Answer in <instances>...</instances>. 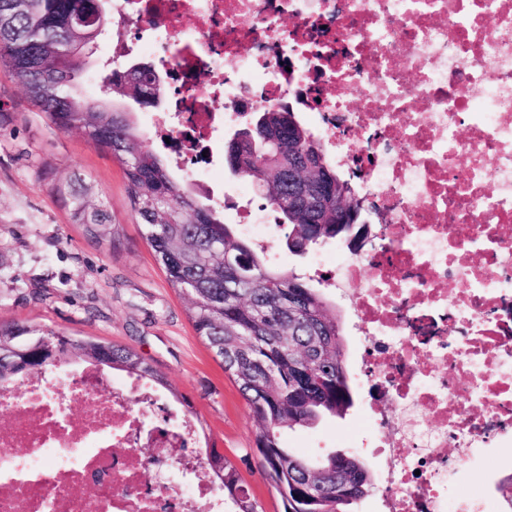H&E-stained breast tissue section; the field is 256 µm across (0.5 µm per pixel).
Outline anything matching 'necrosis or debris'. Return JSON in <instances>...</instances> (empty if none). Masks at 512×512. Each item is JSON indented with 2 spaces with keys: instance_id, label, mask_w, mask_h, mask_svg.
Wrapping results in <instances>:
<instances>
[{
  "instance_id": "1",
  "label": "necrosis or debris",
  "mask_w": 512,
  "mask_h": 512,
  "mask_svg": "<svg viewBox=\"0 0 512 512\" xmlns=\"http://www.w3.org/2000/svg\"><path fill=\"white\" fill-rule=\"evenodd\" d=\"M165 41L162 125L209 152L296 95L359 169L371 235L333 286L376 366L382 512H473L448 475L512 447V0H112ZM0 512H223L203 441L147 383L95 369L0 387ZM165 456L144 459V445Z\"/></svg>"
}]
</instances>
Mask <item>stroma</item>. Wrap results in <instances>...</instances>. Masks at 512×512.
<instances>
[{
  "mask_svg": "<svg viewBox=\"0 0 512 512\" xmlns=\"http://www.w3.org/2000/svg\"><path fill=\"white\" fill-rule=\"evenodd\" d=\"M0 101L12 120L0 128V323L45 326L78 339L109 341L135 350L160 370L194 415L207 425L259 512H280L253 451L249 406L220 360L196 334L189 299L156 264L131 210L123 169L111 154L75 131L51 126L23 86L0 63ZM85 176L119 224L120 248L88 240L53 196L54 181ZM359 408L310 428L288 431V447L308 456L343 451L372 436L357 425ZM512 473V447L463 463L448 491L482 500L501 512L495 482Z\"/></svg>",
  "mask_w": 512,
  "mask_h": 512,
  "instance_id": "stroma-1",
  "label": "stroma"
}]
</instances>
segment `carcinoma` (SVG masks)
Listing matches in <instances>:
<instances>
[{"mask_svg":"<svg viewBox=\"0 0 512 512\" xmlns=\"http://www.w3.org/2000/svg\"><path fill=\"white\" fill-rule=\"evenodd\" d=\"M108 19L91 0H0V62L60 131L76 130L112 154L122 166L132 210L170 284L190 300L199 337L237 384L254 420L255 448L282 512H352L374 483L356 457L333 453L322 461L298 456L284 432L342 417L354 405L343 330L336 308L320 289L268 259L267 251L241 237L233 224L177 175L168 154L147 146V132L132 112L86 98L77 78ZM114 98L142 108L167 96V83L152 72L112 69L104 77ZM267 147L244 145L226 162L254 184L280 227H288L289 252L301 256L311 245L364 235L352 223L351 183L330 161L326 146L301 121L299 112L267 108ZM53 191L84 235L112 249L121 244L118 225L93 187L75 175ZM60 336L59 354L93 353L99 365L156 386L165 378L131 348L77 340L42 327L0 326V386L58 367L42 337ZM206 464L236 512H257L224 449H206ZM496 492L512 512V473Z\"/></svg>","mask_w":512,"mask_h":512,"instance_id":"cac0c4a2","label":"carcinoma"}]
</instances>
